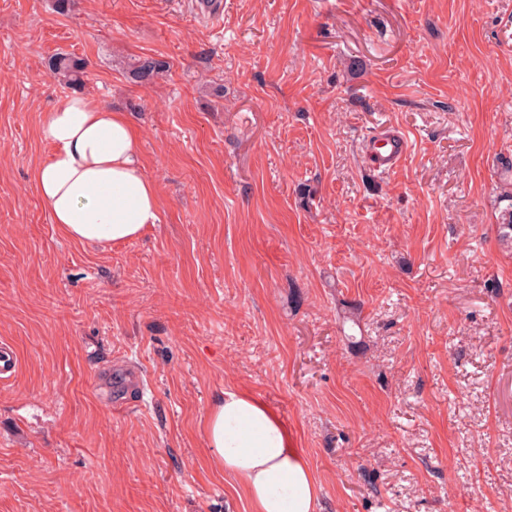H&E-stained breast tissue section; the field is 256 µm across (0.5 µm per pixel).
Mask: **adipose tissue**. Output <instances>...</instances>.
Returning a JSON list of instances; mask_svg holds the SVG:
<instances>
[{
  "label": "adipose tissue",
  "mask_w": 512,
  "mask_h": 512,
  "mask_svg": "<svg viewBox=\"0 0 512 512\" xmlns=\"http://www.w3.org/2000/svg\"><path fill=\"white\" fill-rule=\"evenodd\" d=\"M40 135L52 150L33 184L65 237L107 246L137 239L158 223V188L126 113L68 94L45 113ZM203 434L214 464L244 488L252 512H318L317 480L268 404L245 391H223Z\"/></svg>",
  "instance_id": "1"
}]
</instances>
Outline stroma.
Returning <instances> with one entry per match:
<instances>
[{
	"label": "stroma",
	"instance_id": "stroma-1",
	"mask_svg": "<svg viewBox=\"0 0 512 512\" xmlns=\"http://www.w3.org/2000/svg\"><path fill=\"white\" fill-rule=\"evenodd\" d=\"M53 4L0 0V512H250L202 432L226 389L319 512H512V0ZM58 52L140 132L138 239L71 242L33 188ZM166 67V63L161 60L150 57L138 58L128 70V77L141 85L151 84ZM408 149L406 138L398 133L380 132L371 136L365 145V153L372 161V167L380 173L393 171Z\"/></svg>",
	"mask_w": 512,
	"mask_h": 512
}]
</instances>
